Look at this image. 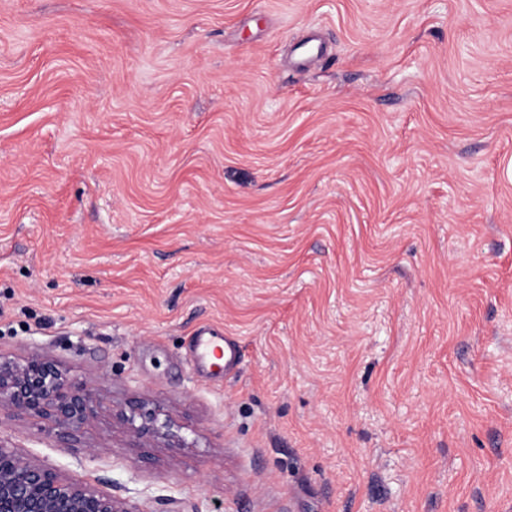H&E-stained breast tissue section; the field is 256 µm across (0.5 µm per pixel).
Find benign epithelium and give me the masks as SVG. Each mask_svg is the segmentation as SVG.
<instances>
[{"instance_id":"7a95c632","label":"benign epithelium","mask_w":512,"mask_h":512,"mask_svg":"<svg viewBox=\"0 0 512 512\" xmlns=\"http://www.w3.org/2000/svg\"><path fill=\"white\" fill-rule=\"evenodd\" d=\"M101 408L93 385L45 358L0 357V413L36 419L66 448L80 442ZM135 440H163L183 448L174 421L144 401L112 409ZM0 512H141L124 497L69 478L0 441Z\"/></svg>"}]
</instances>
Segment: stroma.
Instances as JSON below:
<instances>
[{
  "label": "stroma",
  "instance_id": "1",
  "mask_svg": "<svg viewBox=\"0 0 512 512\" xmlns=\"http://www.w3.org/2000/svg\"><path fill=\"white\" fill-rule=\"evenodd\" d=\"M0 355L142 512H512V0H0ZM194 336V355L198 363H205L212 355L221 351L219 341L214 336L219 333L214 329L202 325L193 333ZM101 408L90 382L78 380L45 358L0 357V415L33 417L41 431L74 448ZM113 416L124 427L127 435L135 440L166 441L173 447H186L185 440L174 431V421L158 407H148L145 401L129 402L112 408Z\"/></svg>",
  "mask_w": 512,
  "mask_h": 512
}]
</instances>
